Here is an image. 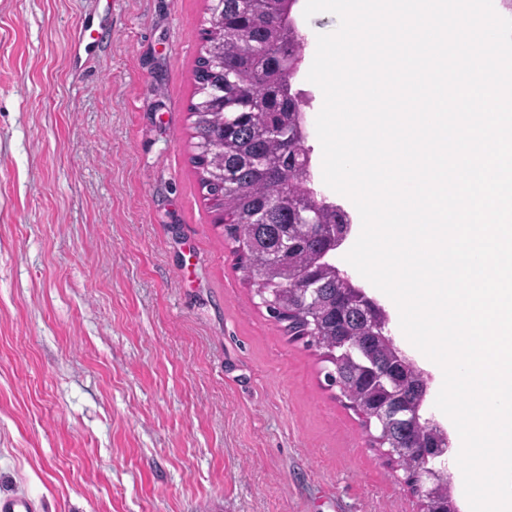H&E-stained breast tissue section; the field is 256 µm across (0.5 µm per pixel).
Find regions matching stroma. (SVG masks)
I'll list each match as a JSON object with an SVG mask.
<instances>
[{
  "instance_id": "obj_1",
  "label": "stroma",
  "mask_w": 512,
  "mask_h": 512,
  "mask_svg": "<svg viewBox=\"0 0 512 512\" xmlns=\"http://www.w3.org/2000/svg\"><path fill=\"white\" fill-rule=\"evenodd\" d=\"M208 0H0V497L35 512H421L402 470L289 340L212 223L191 163L188 109ZM293 18L292 80L307 122L317 37L338 17ZM102 17L76 65L70 34ZM336 266L385 309L396 345L443 382L396 306L345 256Z\"/></svg>"
}]
</instances>
